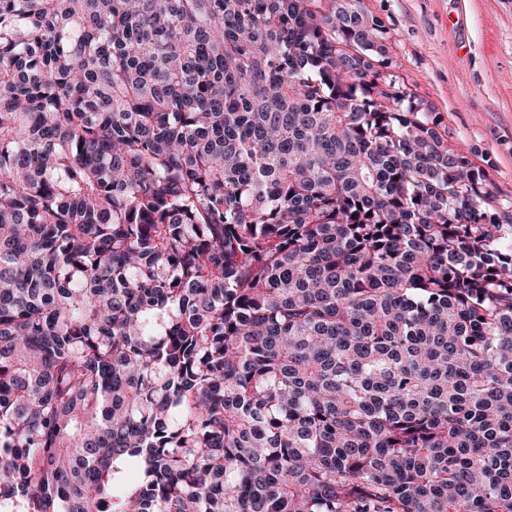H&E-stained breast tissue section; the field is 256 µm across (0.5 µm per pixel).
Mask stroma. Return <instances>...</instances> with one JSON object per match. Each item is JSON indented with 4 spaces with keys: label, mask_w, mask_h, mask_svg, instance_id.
<instances>
[{
    "label": "stroma",
    "mask_w": 512,
    "mask_h": 512,
    "mask_svg": "<svg viewBox=\"0 0 512 512\" xmlns=\"http://www.w3.org/2000/svg\"><path fill=\"white\" fill-rule=\"evenodd\" d=\"M408 91L438 112L512 210V0H363Z\"/></svg>",
    "instance_id": "obj_1"
}]
</instances>
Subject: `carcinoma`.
<instances>
[{"label":"carcinoma","mask_w":512,"mask_h":512,"mask_svg":"<svg viewBox=\"0 0 512 512\" xmlns=\"http://www.w3.org/2000/svg\"><path fill=\"white\" fill-rule=\"evenodd\" d=\"M362 0H0V512H512V213Z\"/></svg>","instance_id":"obj_1"}]
</instances>
